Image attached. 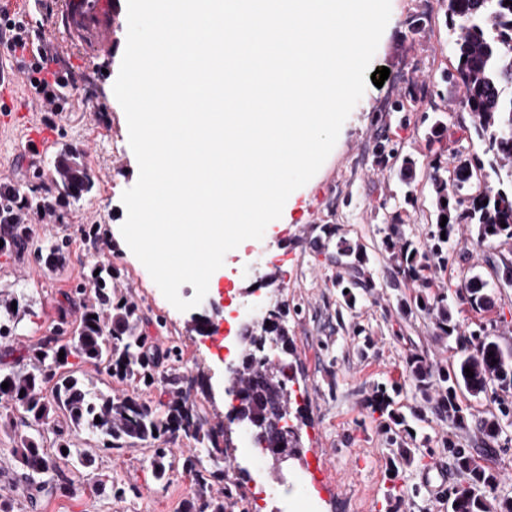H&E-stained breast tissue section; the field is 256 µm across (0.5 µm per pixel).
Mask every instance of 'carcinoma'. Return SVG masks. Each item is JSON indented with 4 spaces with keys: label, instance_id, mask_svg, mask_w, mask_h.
<instances>
[{
    "label": "carcinoma",
    "instance_id": "obj_1",
    "mask_svg": "<svg viewBox=\"0 0 512 512\" xmlns=\"http://www.w3.org/2000/svg\"><path fill=\"white\" fill-rule=\"evenodd\" d=\"M440 3L449 19L460 20L458 26L450 23L458 64L455 71L443 75L442 80L463 88L459 109L471 115L474 133L488 143L491 157L486 164L481 161L460 164L450 179L444 176L448 161L439 157L432 161L430 180L436 198L438 226L423 247L407 239L399 225H389L386 245L392 250L399 272L422 288L428 285L425 271L430 269L431 261L448 264V253L444 249L447 238L458 224H472L479 241L497 242L512 251V136L505 135L512 129V106L504 107L500 96L502 86H512V5L505 0H440ZM485 165L496 174L499 188L482 196L463 194L473 176V168L481 169ZM53 167L59 174L55 180L58 202L78 199L92 188L89 169L82 162L78 148L67 147L57 153ZM4 209L6 213L0 217L3 229L0 240L5 247L21 249L29 238V229L8 213L9 205H4ZM444 217L447 223L441 227L439 223ZM97 270L98 275L78 282L71 289L74 296H84L89 291L94 294V301L84 305L77 331L72 335L74 350L92 361L106 363L107 371L122 379H132L146 388L162 385L176 395L177 400L165 412L158 413L136 396L92 393L79 379L64 376L56 382L53 400L49 401L43 395V385L53 380V376L43 368L48 351L41 349L31 363L0 373V384L8 383V388L0 387V402L18 403L26 413V418L21 420L26 430L15 434V456L31 474H44L55 467L56 461L44 451L39 437L43 436L41 425L45 420L52 424L51 433L62 436L57 420L60 412L73 428L110 437L112 448L182 432L199 448L188 450L178 459L168 448L153 449L155 478L167 483L179 469L193 478L197 488L198 505L191 506L192 512H228L235 505L228 471L221 467L210 470L203 465L201 447L210 439L205 421L188 404L181 377L160 369L161 360L179 358L178 348L172 346L159 352L140 331L138 307L117 300V289L112 285V266H99ZM420 301L423 302L420 310L434 317L440 335L456 337L461 357L451 368L435 372L424 358L414 356L407 363L409 375L427 402L433 377H439L444 386L433 406L434 413L463 426L465 419L459 395L512 394V350L504 349L484 326L468 336L456 334L457 324L444 295L430 297L421 293L415 299L417 303ZM460 302L480 310L493 306V299L478 276L461 289ZM12 303L11 298H0V337L11 331ZM267 343L269 336L263 328L261 334L250 338L239 370L234 372V383L248 392L240 407L235 409L238 418L265 423L281 418L279 407H288V382L291 381L288 364L276 363L261 355ZM491 352L494 356L490 358ZM493 359L497 363H491ZM467 367L473 372L471 378L464 372ZM498 411L497 415L476 420L477 430L488 439L485 447L459 448L448 441V453L457 470L465 476L463 484L448 491L450 512H512V500L496 495L500 473L488 465L493 452L490 443L498 437L500 417L512 416V402L499 399ZM97 417L100 418L98 423L95 422ZM221 483L224 495L208 494L212 485Z\"/></svg>",
    "mask_w": 512,
    "mask_h": 512
}]
</instances>
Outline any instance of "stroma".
<instances>
[{
  "instance_id": "1",
  "label": "stroma",
  "mask_w": 512,
  "mask_h": 512,
  "mask_svg": "<svg viewBox=\"0 0 512 512\" xmlns=\"http://www.w3.org/2000/svg\"><path fill=\"white\" fill-rule=\"evenodd\" d=\"M127 30V16L119 14L111 47L101 55L57 31L53 43L61 65L78 83L64 111L32 109L25 87L0 89L17 115L14 123L0 126V176L19 183L27 195L54 193L55 149L35 147V134L45 133L54 138L55 148L83 150L93 179L91 191L79 200H67L44 217L29 215L25 252L0 251V296L17 302L14 328L0 337V371L29 363L46 343L56 350L69 348L71 337L61 326L78 322L83 309L68 303L67 293L94 267L111 265L115 288L139 307L141 326L153 343L162 350L175 345L198 352L200 368L178 360L163 361L161 368L195 376L189 402L206 420L212 445L227 450L231 474L241 478L233 512H251L257 487L243 476L251 465L240 450L233 420L238 401L228 390L219 358L225 324L223 313L212 308L216 297L207 294L184 312L172 309L144 265L127 258L115 234L116 225L126 219L122 194L139 176L126 115L113 97ZM457 63L448 19L435 0L430 5L391 0L390 20L371 63L375 69L389 68L388 79L380 87L368 85L330 155L297 189L295 205L277 225L267 226L262 239L224 258L221 286L233 288L237 304L252 301L260 291L287 312L290 350L284 355L272 349L268 355L274 361L287 359L293 367L291 407L303 414L298 428L305 457L292 473L303 479L319 468L318 512H388L393 495L399 499L397 512H448L445 496L462 475L446 442L481 447L475 420L497 409L492 395H465L460 399L465 426L429 410L408 427L393 419L422 402L406 369L410 356H422L436 368L459 356L454 340L439 337L433 320L416 308L415 288L398 274L384 244L395 215L405 236L416 243H426L434 230V158L465 161L486 155L487 145L475 136L470 115L456 105L460 88L440 80ZM408 159L414 165L406 181L401 169ZM87 224L98 225V241L84 239L81 228ZM62 238L71 242L68 255L60 262L50 260L48 242ZM341 246L352 249L369 282L355 289L350 300L340 288L348 278L336 264ZM448 252L451 261L432 276L434 291L456 301L457 290L477 275L494 297L488 311L454 309L460 332L489 324L499 342L512 348V287H500L495 273L512 255L497 243L479 242L469 224L457 225ZM204 314L211 319L210 329L192 330L193 316ZM60 372L96 392L138 396L156 411H166L172 401L163 387H138L73 352ZM383 385L394 390L384 414L371 406ZM23 414L22 407L0 406V502L9 512H181L195 497L194 484L181 473L166 485L155 479L151 443L108 450L103 436L73 428L62 438L73 455L50 473L46 490L33 493L13 453L11 423ZM401 448L410 449V465L398 464ZM81 449L92 452L85 467L77 456ZM116 486L122 488L121 496H114Z\"/></svg>"
}]
</instances>
